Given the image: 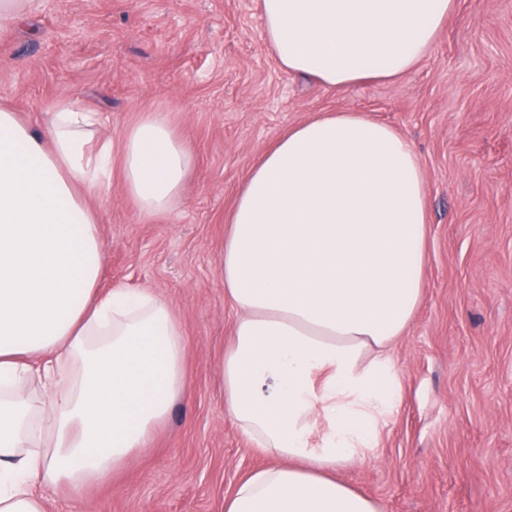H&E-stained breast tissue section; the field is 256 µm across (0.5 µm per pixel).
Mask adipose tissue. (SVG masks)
I'll return each instance as SVG.
<instances>
[{
  "label": "adipose tissue",
  "instance_id": "adipose-tissue-1",
  "mask_svg": "<svg viewBox=\"0 0 512 512\" xmlns=\"http://www.w3.org/2000/svg\"><path fill=\"white\" fill-rule=\"evenodd\" d=\"M456 8L261 0V22L283 72L344 87L407 74ZM191 168L158 110L116 149L76 101L41 125L0 105V512H45L43 487L118 469L184 396V326L150 289L101 290L86 197L120 171L151 219L173 209ZM425 213L413 143L359 112L289 129L248 172L219 256L238 318L217 371L226 414L272 463L238 482L224 512H382L334 471L398 397L391 351L425 292Z\"/></svg>",
  "mask_w": 512,
  "mask_h": 512
}]
</instances>
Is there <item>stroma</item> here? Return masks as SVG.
<instances>
[{"instance_id": "35a3bbf8", "label": "stroma", "mask_w": 512, "mask_h": 512, "mask_svg": "<svg viewBox=\"0 0 512 512\" xmlns=\"http://www.w3.org/2000/svg\"><path fill=\"white\" fill-rule=\"evenodd\" d=\"M0 35V101L42 122L75 99L120 142L164 110L193 154L176 209L141 220L120 177L89 197L102 289L148 288L181 318L188 394L151 448L47 512H224L266 466L224 411L217 359L237 318L218 253L243 179L288 128L363 112L410 138L426 180L425 294L393 347L400 397L339 480L383 512H512V0H458L406 76L329 89L282 72L258 0H33Z\"/></svg>"}]
</instances>
